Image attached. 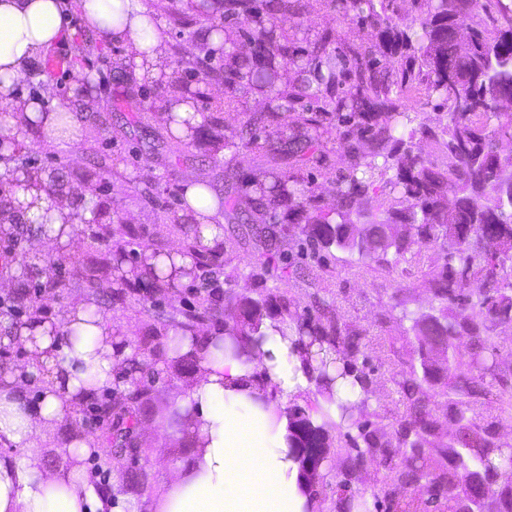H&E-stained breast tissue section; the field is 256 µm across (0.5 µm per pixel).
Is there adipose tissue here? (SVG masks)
Segmentation results:
<instances>
[{
  "label": "adipose tissue",
  "instance_id": "adipose-tissue-1",
  "mask_svg": "<svg viewBox=\"0 0 512 512\" xmlns=\"http://www.w3.org/2000/svg\"><path fill=\"white\" fill-rule=\"evenodd\" d=\"M116 0H83L88 24L109 39L133 41L158 60L161 37L147 25L141 0H125L130 24L115 22ZM67 28L61 0H0V92L25 81L34 62L61 44ZM87 300L65 317L72 333L60 336L50 322H28L10 330L27 350L28 363L0 372V512H136L124 496L102 493L78 471L50 470L28 456L36 438L72 410L87 384L111 389L132 352L118 349L102 317ZM234 337H187L185 353L198 358L195 382L178 397L193 417L191 460L166 466L167 488L155 512H309L299 486V463L291 454L284 412L289 397L311 389L312 370L293 339L268 331L254 348L235 349ZM42 375L35 405L27 403L26 381Z\"/></svg>",
  "mask_w": 512,
  "mask_h": 512
}]
</instances>
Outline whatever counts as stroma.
I'll list each match as a JSON object with an SVG mask.
<instances>
[{
	"mask_svg": "<svg viewBox=\"0 0 512 512\" xmlns=\"http://www.w3.org/2000/svg\"><path fill=\"white\" fill-rule=\"evenodd\" d=\"M69 19L66 41L55 52L58 55L71 53L76 43L84 38H93L97 49L86 59L79 72L67 70L48 72L47 78L53 87L46 95L48 108H56L70 98L75 85V75L85 76L95 87L97 105L112 112L114 124L119 127L115 134L103 133L97 136L84 134L81 141L58 144L52 152H45L37 138H29L30 154L41 162H52L66 167L73 177H80L93 154L113 155L129 161L126 178L114 180L109 190L113 203L123 210L128 229L142 231L149 220L147 213L135 202V176H164L186 184L195 180L222 183L224 163L204 159L202 150L191 147L181 153L180 159H173L168 150L149 152L148 132H121L139 109L142 96H149L154 102H161L162 96L156 82L140 78L138 85H128L116 64L127 54L126 45L113 42L98 29L89 27L84 20L82 0H64ZM223 238L227 249L228 270L237 277L231 283L235 293L257 296L260 287L277 288L286 292L299 313H307L311 295L322 292L337 306L347 324L366 329L368 332L359 355L371 378L387 377L386 386L380 387L368 404L360 411L359 418L378 427L386 428L394 418L403 412L402 398L396 391L394 381L408 371L417 339L413 333L405 332L399 323L402 310L427 312L434 301L428 290L431 272L444 262L440 249L423 248L420 256L400 262L393 270L387 271L370 266L353 267L343 259L333 260L329 269L323 270L313 261L304 259L299 253L301 238L298 227H291L283 251L293 267L304 269L305 277L281 279L279 271H271L263 284L257 287L249 284L246 275L251 267L262 261L260 246L254 241L238 236L233 220L223 222ZM105 320L121 342L132 351H139L143 336L152 321L151 307L139 306L138 302L112 306L106 309ZM154 382L146 386V396L157 412L143 418L137 435L140 453L137 460H117L99 452L83 461L84 478L103 489H116L129 502L141 504L143 499H160L167 488L161 480L164 465L185 461L192 457L194 444L190 428L184 420V412L176 405L179 395L188 390L186 375L180 374L173 366L153 364ZM93 417L86 404L77 405L69 419L60 422L56 428L39 439L34 451L40 460L53 469H65L70 465L64 454L63 441L69 433L80 437L94 436L91 425ZM347 439L335 435L325 465L326 482L315 502L313 512H336V479L344 468Z\"/></svg>",
	"mask_w": 512,
	"mask_h": 512,
	"instance_id": "obj_1",
	"label": "stroma"
}]
</instances>
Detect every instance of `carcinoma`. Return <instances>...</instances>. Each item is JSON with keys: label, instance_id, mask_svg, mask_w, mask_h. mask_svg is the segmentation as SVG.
<instances>
[{"label": "carcinoma", "instance_id": "carcinoma-1", "mask_svg": "<svg viewBox=\"0 0 512 512\" xmlns=\"http://www.w3.org/2000/svg\"><path fill=\"white\" fill-rule=\"evenodd\" d=\"M401 2L217 0L213 14L201 21L193 0L182 8L173 0H149L148 25L164 19L200 46L188 69L164 56L156 66L165 104H189L201 121L176 134L175 118L167 115L165 133L156 140L174 154L182 146H204L212 160L225 152L232 160L250 152L261 159L262 170L242 183L228 167L224 188L194 182L191 200L187 184L167 189L156 176L142 178L136 196L152 212V227L143 241L133 231L116 234L112 225L123 223L120 211L102 197L105 184L126 176L113 159L94 158L75 184L65 168L40 166L29 157L30 135L44 143L62 140L76 118L101 132L112 125V113L95 112L77 97L71 111L54 113L51 131L57 136L49 139L42 124L27 121L23 137L0 152V239L14 246L0 263V275L16 280L9 303L30 322L43 320V293L68 285L110 306L140 291L165 301L175 288L196 289V303L158 313L143 354L130 359L134 380L147 370V358L203 324L222 327L240 347L259 345L267 320L281 333L291 329L297 353L317 362L315 382L326 402L311 411L297 404L286 411L299 463L331 448L332 432L343 424L358 429L349 437L350 452L336 481V512H371L377 503L391 512H456L462 493L473 495L477 512H512V486L499 481L512 469V448L496 440L493 423H481L486 416L512 413V387L499 370V347L491 335L498 323L512 322V280L504 278L506 262L512 263V155L501 156L495 144L496 131L512 129V113L499 107L504 100L512 103V0H408L416 29L404 24ZM320 12L370 31L372 41L341 43L328 28L302 47L298 26L277 24ZM216 37L223 40L219 53ZM283 61L297 70L295 81H277ZM188 73L200 87H192ZM212 85L222 92L206 93ZM250 93L264 97L266 106L245 113V135L229 140L224 113L242 111L241 97ZM431 103L445 120L407 128L410 110ZM283 111L295 113L294 125L286 129L278 123ZM329 125L347 143L337 163L329 162L323 148ZM418 138L432 141L446 165L416 153ZM313 172L330 185L336 206H324L310 187L307 174ZM380 182L391 195L385 216L358 232L352 215ZM21 189L70 209L68 224L86 241L85 259L60 263L30 251L28 244L47 234L50 224L27 215L17 197ZM223 216L262 244L264 260L247 275L257 283L282 260L280 247L291 224L300 227L312 257L338 249L358 266L392 268L415 246L440 248L444 263L428 281L436 306L418 315L402 311L418 339L419 368L398 383L404 411L388 430L354 420L348 401L334 393L337 380L350 379L359 387V407L378 386L353 363L362 334L347 329L337 309L316 296L311 320L276 288L256 298L224 290V281L235 277L225 272L224 243H202V228L220 224ZM172 238L192 259L190 266H158V258L170 254ZM68 264L72 270L64 280L61 270ZM474 280L483 283L476 296L470 293ZM488 376L502 391L480 401ZM92 405L101 420L97 442L114 457L134 445L140 417L152 411L139 397L110 413L103 402ZM439 406L445 408L442 418L435 413ZM448 426L455 434L446 441ZM399 456L400 463L392 465ZM370 463L390 474L374 499L357 498L353 476Z\"/></svg>", "mask_w": 512, "mask_h": 512}]
</instances>
